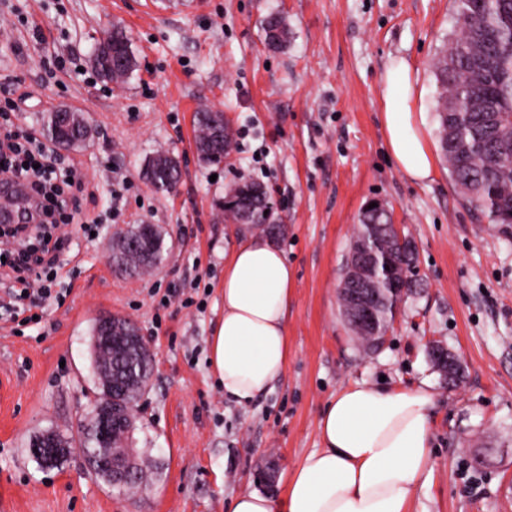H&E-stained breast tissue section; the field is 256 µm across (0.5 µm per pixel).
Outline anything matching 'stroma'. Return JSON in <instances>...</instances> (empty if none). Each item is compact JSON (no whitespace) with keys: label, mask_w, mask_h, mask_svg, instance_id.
Here are the masks:
<instances>
[{"label":"stroma","mask_w":512,"mask_h":512,"mask_svg":"<svg viewBox=\"0 0 512 512\" xmlns=\"http://www.w3.org/2000/svg\"><path fill=\"white\" fill-rule=\"evenodd\" d=\"M272 13L290 32L277 50L262 29ZM117 23L138 60L119 85L89 67L99 30ZM455 26L451 0H0L14 60L0 89L30 92L10 115L15 128L46 133L48 114L70 108L95 130L67 152L91 193L39 322L13 328L0 308V512H227L243 491L283 497L320 446L325 403L362 382L434 394L433 471L410 512H512V225L476 220L444 160L433 178L408 179L382 122L384 68L405 60L437 146L433 62ZM203 109L222 111L233 133L219 165L195 148ZM159 151L180 164L171 194L143 178ZM241 181L265 188L283 227L273 242L295 273L287 370L247 405L225 398L207 347L237 240L224 197ZM376 199L417 260L412 291L371 352L336 286ZM141 223L163 227L168 256L157 270L118 275L103 244ZM106 315L135 321L154 357L130 441L150 466L132 496L93 475L79 451L46 467L29 448L48 430L76 435L93 398L90 328ZM432 341L458 358L456 382L433 367Z\"/></svg>","instance_id":"1"}]
</instances>
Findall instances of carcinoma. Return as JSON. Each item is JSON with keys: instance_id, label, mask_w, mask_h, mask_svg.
<instances>
[{"instance_id": "obj_1", "label": "carcinoma", "mask_w": 512, "mask_h": 512, "mask_svg": "<svg viewBox=\"0 0 512 512\" xmlns=\"http://www.w3.org/2000/svg\"><path fill=\"white\" fill-rule=\"evenodd\" d=\"M457 29L434 64L438 87L435 112L442 154L448 164L451 181L470 207L491 224H512V175L501 170V160L512 156V0H454ZM268 44L281 48L288 43V24L280 14L264 19ZM97 76L105 83H122L136 68L131 39L124 28L114 25L107 39L97 43L93 56ZM196 148L209 164H221L227 153V140L215 139L211 111L196 113ZM178 165L171 159H153L146 165L144 177L149 183L177 177ZM249 190L250 223L275 235L281 225L270 223L266 214L265 193L251 183H241L225 197L224 215L240 220L241 196ZM390 211L374 207L362 212L359 232L370 233L369 225L387 224ZM125 237L135 240L148 261L129 260L122 245L112 247V266L121 274L138 275L164 260V237L159 230L146 232L141 224H132ZM411 242L403 244L385 235L369 242L378 260V287L384 289L376 327L387 331L393 323L397 302L390 288L407 275L414 262ZM95 362L107 369L106 379L94 377L96 398L81 422L88 431L81 435L79 447L87 456L101 448L95 431L96 408L106 399L113 384L123 390L124 400L136 406L149 384L153 358L126 351L121 347L94 350ZM41 437L54 439L62 448L52 455H40L43 465L53 467L72 446L69 438L47 431Z\"/></svg>"}]
</instances>
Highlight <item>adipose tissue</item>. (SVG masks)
Segmentation results:
<instances>
[{"instance_id": "adipose-tissue-1", "label": "adipose tissue", "mask_w": 512, "mask_h": 512, "mask_svg": "<svg viewBox=\"0 0 512 512\" xmlns=\"http://www.w3.org/2000/svg\"><path fill=\"white\" fill-rule=\"evenodd\" d=\"M382 81L388 149L410 179L428 180L436 160L416 110L412 71L392 62ZM239 233L224 257V314L208 338V359L225 396L244 405L286 371L294 273L273 242L245 224ZM433 405L425 386L342 388L318 416L320 448L292 471L284 497L242 492L230 512H409L432 471Z\"/></svg>"}]
</instances>
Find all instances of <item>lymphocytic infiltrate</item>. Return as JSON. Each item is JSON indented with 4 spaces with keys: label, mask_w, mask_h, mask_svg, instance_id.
<instances>
[{
    "label": "lymphocytic infiltrate",
    "mask_w": 512,
    "mask_h": 512,
    "mask_svg": "<svg viewBox=\"0 0 512 512\" xmlns=\"http://www.w3.org/2000/svg\"><path fill=\"white\" fill-rule=\"evenodd\" d=\"M23 180L41 200L42 218L36 224L0 225V238L9 242L4 256L18 282L35 269H55L68 245L63 225L72 223L73 210L87 190L80 164L57 155L34 131L21 133L0 125V181Z\"/></svg>",
    "instance_id": "1"
}]
</instances>
